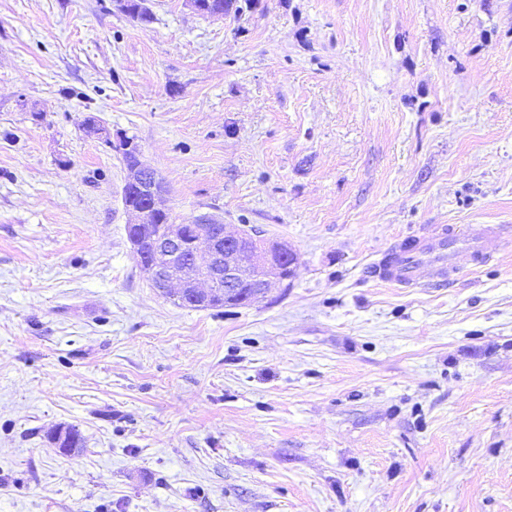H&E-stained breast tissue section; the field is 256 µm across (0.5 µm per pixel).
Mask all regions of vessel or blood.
<instances>
[{
    "label": "vessel or blood",
    "mask_w": 512,
    "mask_h": 512,
    "mask_svg": "<svg viewBox=\"0 0 512 512\" xmlns=\"http://www.w3.org/2000/svg\"><path fill=\"white\" fill-rule=\"evenodd\" d=\"M501 227L436 229L428 234L413 236L411 245L391 248L370 272L374 279L402 288L422 287L421 274L433 269L438 285H445L456 272L455 260L467 254L474 265H482L491 257V240L500 235Z\"/></svg>",
    "instance_id": "vessel-or-blood-1"
}]
</instances>
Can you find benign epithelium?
<instances>
[{"label":"benign epithelium","mask_w":512,"mask_h":512,"mask_svg":"<svg viewBox=\"0 0 512 512\" xmlns=\"http://www.w3.org/2000/svg\"><path fill=\"white\" fill-rule=\"evenodd\" d=\"M112 148L121 156L127 177L122 194L137 202L124 205L131 228L170 214L165 182L141 161V148L123 138ZM132 252L157 290L184 305L208 307L228 288H248L247 302L265 297L296 274L294 251L286 243L266 244L253 229L230 230L224 221L200 215L192 224H166L150 253L128 236Z\"/></svg>","instance_id":"1"}]
</instances>
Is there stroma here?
<instances>
[{"instance_id": "obj_1", "label": "stroma", "mask_w": 512, "mask_h": 512, "mask_svg": "<svg viewBox=\"0 0 512 512\" xmlns=\"http://www.w3.org/2000/svg\"><path fill=\"white\" fill-rule=\"evenodd\" d=\"M236 3L0 0V512H512V0ZM123 137L290 283L152 288ZM455 224L507 232L446 288L367 276Z\"/></svg>"}]
</instances>
